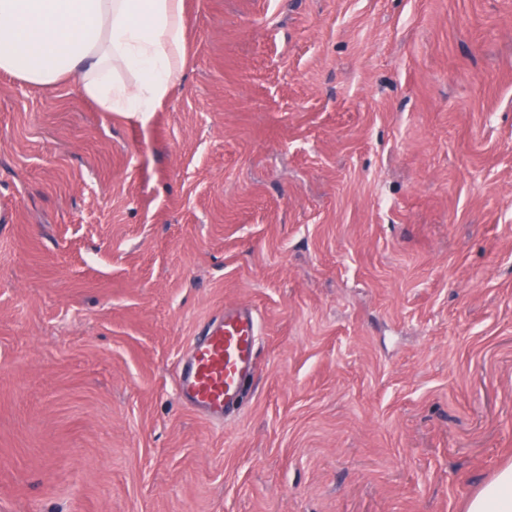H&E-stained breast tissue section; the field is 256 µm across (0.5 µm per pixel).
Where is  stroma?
I'll return each instance as SVG.
<instances>
[{
	"label": "stroma",
	"instance_id": "stroma-1",
	"mask_svg": "<svg viewBox=\"0 0 512 512\" xmlns=\"http://www.w3.org/2000/svg\"><path fill=\"white\" fill-rule=\"evenodd\" d=\"M149 120L0 73V512H464L512 463V0H184ZM244 303L218 425L176 366ZM258 321L245 306L226 307L203 325L176 369L182 404L214 422L234 417L258 373Z\"/></svg>",
	"mask_w": 512,
	"mask_h": 512
}]
</instances>
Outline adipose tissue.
<instances>
[{
    "instance_id": "1",
    "label": "adipose tissue",
    "mask_w": 512,
    "mask_h": 512,
    "mask_svg": "<svg viewBox=\"0 0 512 512\" xmlns=\"http://www.w3.org/2000/svg\"><path fill=\"white\" fill-rule=\"evenodd\" d=\"M183 0H0V73L35 87L76 79L104 112L149 117L186 64ZM466 512H512V465Z\"/></svg>"
}]
</instances>
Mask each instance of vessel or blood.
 Segmentation results:
<instances>
[{
	"mask_svg": "<svg viewBox=\"0 0 512 512\" xmlns=\"http://www.w3.org/2000/svg\"><path fill=\"white\" fill-rule=\"evenodd\" d=\"M258 321L245 306L225 308L203 325L176 369L182 404L214 422L234 417L258 373Z\"/></svg>",
	"mask_w": 512,
	"mask_h": 512,
	"instance_id": "vessel-or-blood-1",
	"label": "vessel or blood"
}]
</instances>
